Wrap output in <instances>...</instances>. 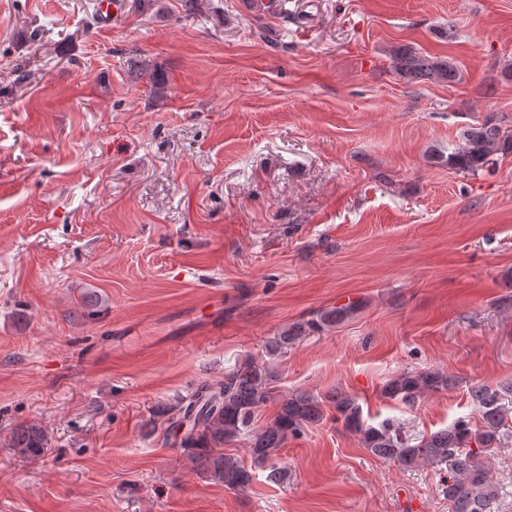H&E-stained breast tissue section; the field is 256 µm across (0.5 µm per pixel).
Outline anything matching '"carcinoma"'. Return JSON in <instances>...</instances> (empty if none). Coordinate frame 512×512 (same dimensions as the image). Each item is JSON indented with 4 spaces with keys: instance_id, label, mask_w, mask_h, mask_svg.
Here are the masks:
<instances>
[{
    "instance_id": "1",
    "label": "carcinoma",
    "mask_w": 512,
    "mask_h": 512,
    "mask_svg": "<svg viewBox=\"0 0 512 512\" xmlns=\"http://www.w3.org/2000/svg\"><path fill=\"white\" fill-rule=\"evenodd\" d=\"M391 59L397 74L412 84L453 85L460 81L459 70L451 60L431 57L410 48H395ZM512 151V131L501 120L487 115L464 127L458 142L448 151L446 164L455 171L471 173L491 171L497 156ZM357 303L348 301L298 322L284 330L267 347L275 355L307 332L322 331L349 317ZM277 372L265 363L248 361L224 374V380L205 383L176 405L159 412L152 429L163 428L178 436L176 444L186 453L197 472L224 483L237 491L247 489L250 471L233 456L224 454V444L249 435V454L257 466H270L269 476L277 479L283 468L274 465L288 437L300 435L324 415L322 399L306 391L282 395L277 387ZM453 380L439 370L405 371L385 387L386 397L407 406H415L428 391L449 388ZM512 399V382L495 385L474 384L469 402L481 418L472 427L460 418L428 436H415L396 419L376 426L366 423L356 398L338 392L331 396L336 420L360 438L363 448L373 456L392 461L403 469L428 466L440 471L442 489L452 512H488L498 497L499 488L490 475L485 459L500 442L505 422V402ZM277 403L273 420L255 426L263 406ZM42 427L25 423L15 429L11 448L24 458H36L45 448Z\"/></svg>"
}]
</instances>
